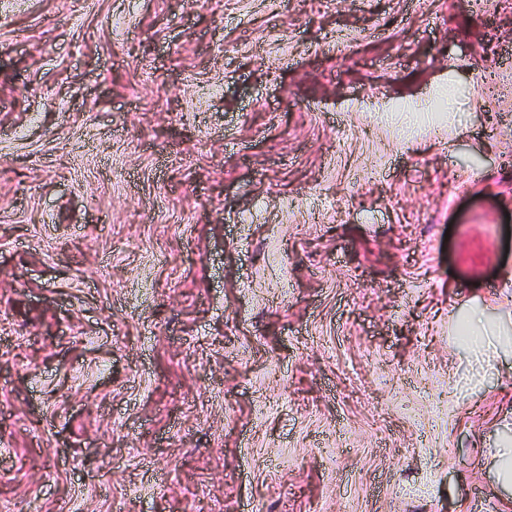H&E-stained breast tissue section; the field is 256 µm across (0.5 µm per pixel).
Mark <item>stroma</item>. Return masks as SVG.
<instances>
[{
	"instance_id": "1",
	"label": "stroma",
	"mask_w": 512,
	"mask_h": 512,
	"mask_svg": "<svg viewBox=\"0 0 512 512\" xmlns=\"http://www.w3.org/2000/svg\"><path fill=\"white\" fill-rule=\"evenodd\" d=\"M510 446L512 0H0V506L512 512Z\"/></svg>"
}]
</instances>
